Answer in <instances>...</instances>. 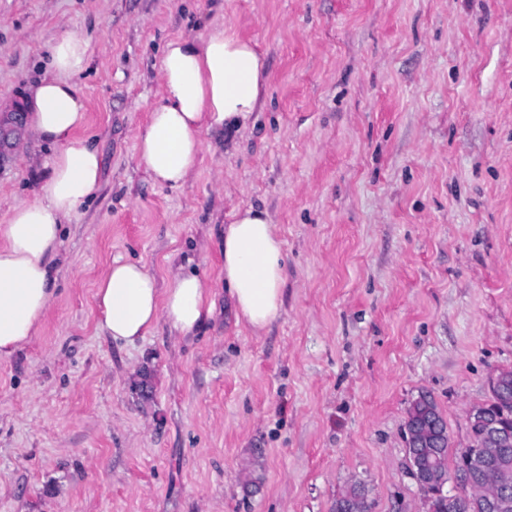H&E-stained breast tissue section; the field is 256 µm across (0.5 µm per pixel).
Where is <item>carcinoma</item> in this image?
<instances>
[{"mask_svg": "<svg viewBox=\"0 0 512 512\" xmlns=\"http://www.w3.org/2000/svg\"><path fill=\"white\" fill-rule=\"evenodd\" d=\"M501 385L491 389L486 402L487 417L499 423L504 434L500 451V462L507 465L506 479L509 486L508 507L499 512H512V368L503 369ZM407 455L416 459L419 466L437 476L441 489L429 488L423 493L425 512H482L481 479L471 474V486L460 496L455 508H448V496L442 487L448 483V425L431 393L422 391L407 411L404 425ZM370 490L367 485L355 480L349 484L332 505V512H358L368 503Z\"/></svg>", "mask_w": 512, "mask_h": 512, "instance_id": "carcinoma-1", "label": "carcinoma"}]
</instances>
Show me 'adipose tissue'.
Instances as JSON below:
<instances>
[{"label": "adipose tissue", "instance_id": "obj_1", "mask_svg": "<svg viewBox=\"0 0 512 512\" xmlns=\"http://www.w3.org/2000/svg\"><path fill=\"white\" fill-rule=\"evenodd\" d=\"M88 50L83 36L61 32L50 46L49 75L30 88L31 130L57 151L37 199L15 204L0 224V358L38 335L56 299L61 228L99 186L103 159L78 135L87 104L71 81L85 69ZM158 77L161 101L138 136L137 162L154 184L178 187L198 168L202 132L246 128L263 96L266 63L250 41L217 27L204 36L171 38ZM285 265L268 211L234 210L224 227L222 274L237 319L253 333L282 313ZM93 299L101 329L127 343L145 338L161 321L189 334L213 311L197 274L177 269L160 280L144 265L119 259L98 279Z\"/></svg>", "mask_w": 512, "mask_h": 512}]
</instances>
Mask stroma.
<instances>
[{
	"instance_id": "stroma-1",
	"label": "stroma",
	"mask_w": 512,
	"mask_h": 512,
	"mask_svg": "<svg viewBox=\"0 0 512 512\" xmlns=\"http://www.w3.org/2000/svg\"><path fill=\"white\" fill-rule=\"evenodd\" d=\"M224 23L266 58L245 130L202 133L177 188L138 166L173 36ZM100 185L64 227L38 336L0 358V512H423L403 427L431 392L468 445L512 368V0H0V109L26 104L61 30ZM0 166V222L53 148ZM267 209L287 256L262 334L224 292L223 227ZM115 259L199 274L193 334L115 342L94 284ZM370 490L367 485L355 480L349 484L346 490L341 493L332 505V512H367L364 511V505L370 506ZM369 501V502H368ZM363 509V511H358Z\"/></svg>"
}]
</instances>
